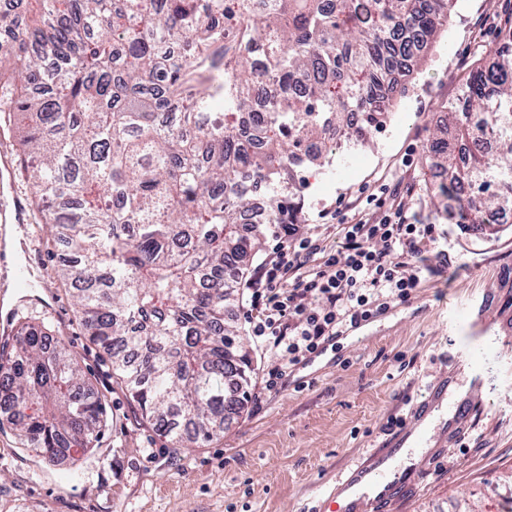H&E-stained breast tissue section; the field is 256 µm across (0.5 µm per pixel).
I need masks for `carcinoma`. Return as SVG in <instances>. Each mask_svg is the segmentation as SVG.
Masks as SVG:
<instances>
[{
    "label": "carcinoma",
    "instance_id": "obj_1",
    "mask_svg": "<svg viewBox=\"0 0 512 512\" xmlns=\"http://www.w3.org/2000/svg\"><path fill=\"white\" fill-rule=\"evenodd\" d=\"M457 0H13L0 13V130L19 133L41 224L69 258L91 341L147 425L199 447L254 376L229 291L259 247L243 214L296 224V167L364 144L404 93L394 71ZM463 146L448 148V131ZM431 197L458 224L512 211V15L432 133ZM24 326L0 352V407L46 463L93 450L102 396Z\"/></svg>",
    "mask_w": 512,
    "mask_h": 512
}]
</instances>
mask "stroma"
I'll list each match as a JSON object with an SVG mask.
<instances>
[{
  "mask_svg": "<svg viewBox=\"0 0 512 512\" xmlns=\"http://www.w3.org/2000/svg\"><path fill=\"white\" fill-rule=\"evenodd\" d=\"M510 15L512 0H457L372 143L337 150L329 164L301 173V221L332 245L341 242L331 217L340 203L365 188L411 187L410 214L432 227L423 248L434 274L357 338L327 342L314 362L287 370L283 357L259 347L246 308H233L229 320L257 376L240 416L202 447L172 448L135 419L110 360L84 334L71 287L56 274L61 248L42 225L29 224L40 254L37 293L53 307L22 308L16 321L44 325L77 356L106 418L80 465H49L21 450L11 415L0 411V512H306L312 483L378 447L440 377L456 381L448 358L471 346L482 357L470 431L449 440L418 492L394 512H502L512 499V223L491 231L452 223L427 192L436 166L427 144ZM277 370L281 380L267 389Z\"/></svg>",
  "mask_w": 512,
  "mask_h": 512,
  "instance_id": "35a3bbf8",
  "label": "stroma"
}]
</instances>
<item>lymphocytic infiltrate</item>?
<instances>
[{
  "instance_id": "1",
  "label": "lymphocytic infiltrate",
  "mask_w": 512,
  "mask_h": 512,
  "mask_svg": "<svg viewBox=\"0 0 512 512\" xmlns=\"http://www.w3.org/2000/svg\"><path fill=\"white\" fill-rule=\"evenodd\" d=\"M366 201L367 208L355 209L350 223L341 224L336 249L303 225H275L273 246L246 283L254 336L282 353L288 366L341 336L344 326L407 301L430 271L420 243L432 228L412 222L403 188Z\"/></svg>"
}]
</instances>
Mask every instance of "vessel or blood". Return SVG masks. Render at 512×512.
<instances>
[{"label": "vessel or blood", "mask_w": 512, "mask_h": 512, "mask_svg": "<svg viewBox=\"0 0 512 512\" xmlns=\"http://www.w3.org/2000/svg\"><path fill=\"white\" fill-rule=\"evenodd\" d=\"M31 218L16 188L8 150L0 151V259L15 243L18 230ZM448 393L447 381H439L414 405L409 420L393 430L388 439L358 464L337 474L335 481L318 480L314 500L321 512H382L402 490H417L424 467H403V455L410 448L446 447L449 438L466 434L468 427L460 415L436 424L434 413Z\"/></svg>", "instance_id": "1"}]
</instances>
